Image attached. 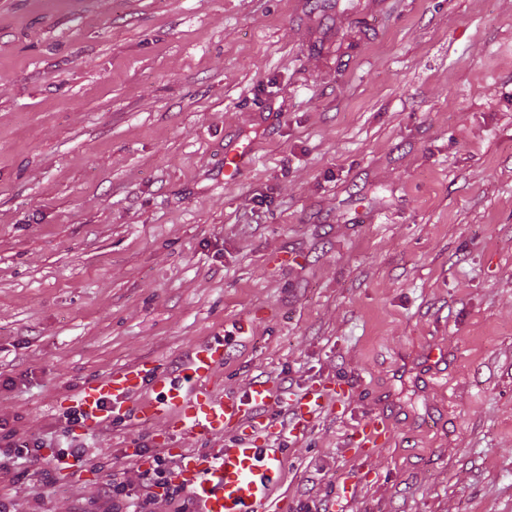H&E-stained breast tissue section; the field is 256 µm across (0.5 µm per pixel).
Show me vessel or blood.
Returning a JSON list of instances; mask_svg holds the SVG:
<instances>
[{"label":"vessel or blood","instance_id":"1","mask_svg":"<svg viewBox=\"0 0 512 512\" xmlns=\"http://www.w3.org/2000/svg\"><path fill=\"white\" fill-rule=\"evenodd\" d=\"M249 163L247 149L226 148L225 181H237ZM226 352L220 341L197 346L179 381L153 363L139 362L87 383L77 403L91 426L131 413L143 422H163L181 437L213 442L212 452L181 455L178 480L191 491L196 512H280L276 490L283 450L275 439L277 424L263 419L262 409L287 404L294 413L292 432L300 436L334 405L342 389L316 382L287 398L267 381L252 383L241 394L228 393L217 381ZM147 384L154 396L140 398ZM388 435L385 419L371 416L354 430L351 443L359 456L367 458Z\"/></svg>","mask_w":512,"mask_h":512}]
</instances>
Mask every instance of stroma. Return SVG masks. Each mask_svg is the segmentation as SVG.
<instances>
[{
	"label": "stroma",
	"mask_w": 512,
	"mask_h": 512,
	"mask_svg": "<svg viewBox=\"0 0 512 512\" xmlns=\"http://www.w3.org/2000/svg\"><path fill=\"white\" fill-rule=\"evenodd\" d=\"M220 339L225 391L350 389L283 431L282 512H512V0H0V425L90 459L0 498L195 448L64 412ZM250 163V153L247 149L230 146L224 152V180L237 181ZM388 435L386 420L381 416H370L354 430L351 443L359 457L368 458L383 445Z\"/></svg>",
	"instance_id": "obj_1"
}]
</instances>
